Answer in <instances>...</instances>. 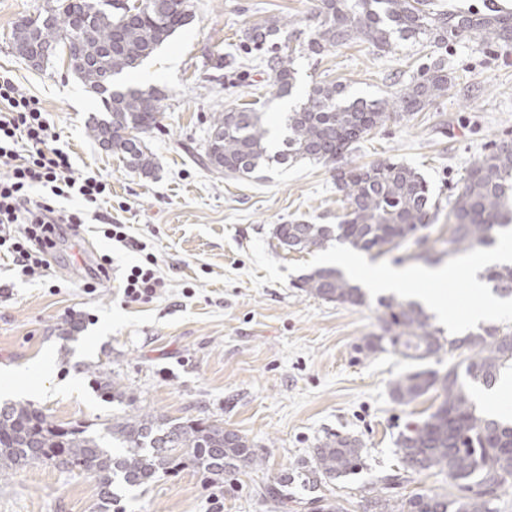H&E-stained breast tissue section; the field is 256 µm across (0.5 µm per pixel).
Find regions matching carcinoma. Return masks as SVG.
<instances>
[{
    "instance_id": "obj_1",
    "label": "carcinoma",
    "mask_w": 512,
    "mask_h": 512,
    "mask_svg": "<svg viewBox=\"0 0 512 512\" xmlns=\"http://www.w3.org/2000/svg\"><path fill=\"white\" fill-rule=\"evenodd\" d=\"M152 6L130 5L112 12L100 0H50L44 13L20 20L13 43L23 54L33 34L62 47L69 70L93 93L103 97L106 115L93 120L89 135L106 141L127 166L149 175L155 163L138 133L157 127L163 97L132 87L107 94L99 90L101 75L114 78L136 69L153 55L190 17L188 0H151ZM93 19L92 35L76 25V18ZM321 20L307 41L298 43L314 55L327 48L363 39L382 51L395 41L426 40L439 49L466 35L491 47L503 41L512 18L471 12H434L427 0H321ZM286 18L272 17L247 29L245 40L257 50L276 43ZM274 52L265 59L272 73L271 90L277 97L292 94L295 48ZM452 78L444 59L428 64L404 84L396 96L367 101L344 99L345 86L315 82L302 102L288 113L281 148L269 151L270 126L266 113L248 106L211 113L202 150L196 161L226 177L249 176L275 162L302 161L327 164L336 154L352 153L360 140L386 121L420 112L448 92ZM347 201L348 212L339 224H278L274 238L285 248L304 251L328 241L370 252L398 247L430 221L439 201L426 179L403 163L383 161L355 167L335 181ZM448 220L453 228L448 253L479 249L494 242L493 233L512 226V148L505 143L473 163L461 186L448 199ZM483 277L501 297L512 296V266L485 268ZM297 287L325 301L361 305L365 294L338 269L324 267L303 275ZM383 308L382 334L366 338L367 354L392 352L423 362L446 349L470 351L465 365L452 364L443 375L421 369L392 385V396L408 404L438 387L442 401L426 420L400 435L397 452L404 475L383 480L380 495L368 503L375 512H499V492L512 485V420L488 418L477 412L469 387L489 388L504 368H512V330L481 327L463 337L445 338L430 323L423 307L390 296ZM100 395L121 403L126 392L100 366L85 365ZM189 461L210 475L214 483L242 468L256 469L263 458L239 434L200 419L180 421L139 409L102 423L54 424L34 405L0 404V476L33 463L50 464L92 477L98 488L97 512H112L120 493L153 482ZM358 440L336 435L315 450V466L303 486L332 482L354 473L361 465ZM436 469L446 474L454 491L446 496L416 493L402 501L387 495L394 483L413 474ZM260 495L275 508L288 512V476L260 488Z\"/></svg>"
}]
</instances>
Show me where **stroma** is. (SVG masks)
<instances>
[{"instance_id": "stroma-1", "label": "stroma", "mask_w": 512, "mask_h": 512, "mask_svg": "<svg viewBox=\"0 0 512 512\" xmlns=\"http://www.w3.org/2000/svg\"><path fill=\"white\" fill-rule=\"evenodd\" d=\"M189 24L179 29L134 72L117 83L165 98L158 126L143 133L157 168L134 172L87 131L103 113L99 96L67 72L56 55L35 68L13 49L12 31L36 15L46 0H0V74L40 99L57 145L70 153L77 173L108 181L101 213L144 245V252L105 239L96 223L61 243L46 276L30 278L0 260V381L12 382L0 402L29 400L57 423H95L138 407L170 419H203L245 436L265 462L208 484L192 466L123 491L122 512H276L258 496L261 482L296 476L314 464L320 442L332 434L360 440L363 466L351 476L313 489L288 487V512H313V499L339 501L363 512L383 478L401 472L395 453L401 432L421 422L439 403L437 392L401 405L393 382L426 368L445 372L466 351L419 364L384 352L366 355L365 337L380 333L377 298L364 304L329 302L284 283L254 287L249 247L263 237L280 263L309 260L310 252L284 251L272 231L291 222L338 224L347 203L334 169L391 160L416 168L434 192L450 194L493 143L512 142V42L491 49L465 37L445 54L453 77L447 95L424 110L387 121L366 135L356 152L337 164L273 165L262 177L227 179L200 166L191 154L206 136L210 113L244 103L266 112L274 140L284 119L315 82L343 84L348 98H390L416 76L431 48L398 42L382 51L364 40L320 55L295 54L293 96L270 94L271 74L261 54L246 50L247 28L276 16L293 20L302 34L319 21V0H190ZM447 211L423 229L420 244L368 253L370 263L438 267L447 262ZM157 259L166 283L146 303H125L118 279ZM109 255L116 277L86 293L95 256ZM82 331L65 336L67 320ZM102 363L134 397L119 404L93 390L83 366ZM97 488L87 475L44 463L0 477V512H95Z\"/></svg>"}]
</instances>
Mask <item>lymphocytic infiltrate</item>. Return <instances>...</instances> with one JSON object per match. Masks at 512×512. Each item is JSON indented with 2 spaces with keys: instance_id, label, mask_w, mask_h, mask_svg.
Masks as SVG:
<instances>
[{
  "instance_id": "1",
  "label": "lymphocytic infiltrate",
  "mask_w": 512,
  "mask_h": 512,
  "mask_svg": "<svg viewBox=\"0 0 512 512\" xmlns=\"http://www.w3.org/2000/svg\"><path fill=\"white\" fill-rule=\"evenodd\" d=\"M54 138L40 101L0 76V167L8 170L0 179V251L26 276L47 269L58 239L79 235L110 193L100 177L74 176L70 154L54 146ZM70 197L79 198L82 209L60 207V200ZM156 265L155 257L146 255L123 277L126 303L161 294L165 282Z\"/></svg>"
}]
</instances>
